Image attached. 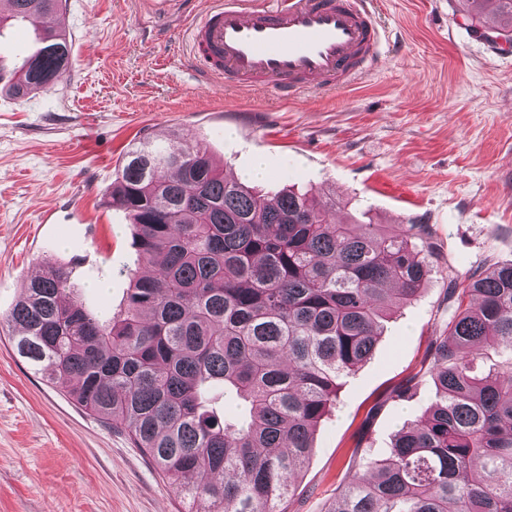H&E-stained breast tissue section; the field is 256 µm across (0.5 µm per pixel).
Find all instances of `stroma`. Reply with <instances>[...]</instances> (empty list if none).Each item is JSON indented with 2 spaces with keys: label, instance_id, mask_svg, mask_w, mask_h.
I'll use <instances>...</instances> for the list:
<instances>
[{
  "label": "stroma",
  "instance_id": "1",
  "mask_svg": "<svg viewBox=\"0 0 512 512\" xmlns=\"http://www.w3.org/2000/svg\"><path fill=\"white\" fill-rule=\"evenodd\" d=\"M209 0H61L73 66L26 99L0 92V512H185L127 431L93 415L21 358L7 315L28 277L66 266L92 313L127 304L151 273L108 192L129 147L183 132L227 174L263 159L260 189L334 203L340 224L430 225L440 261L395 309L373 353L339 381L286 512H324L357 439L379 458L433 403L431 376L403 395L429 343L446 335L449 279L512 263V47L478 38L489 13L462 0H377L389 41L374 71L285 102L200 87L185 64Z\"/></svg>",
  "mask_w": 512,
  "mask_h": 512
}]
</instances>
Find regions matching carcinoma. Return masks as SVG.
I'll list each match as a JSON object with an SVG mask.
<instances>
[{
  "label": "carcinoma",
  "instance_id": "obj_1",
  "mask_svg": "<svg viewBox=\"0 0 512 512\" xmlns=\"http://www.w3.org/2000/svg\"><path fill=\"white\" fill-rule=\"evenodd\" d=\"M13 2L0 29L60 7ZM467 2L492 5L496 30L512 32V0ZM69 61L66 34L51 30L0 87L45 91ZM109 199L157 273L133 278L126 309L107 317L75 299L65 267L49 266L9 315L18 355L127 430L187 512H280L339 379L370 358L391 304L413 300L438 262L430 226L388 235L337 224L307 192L268 198L227 179L177 133L131 147ZM447 300L450 336L427 353L435 403L382 459L359 453V437L353 461L366 472L325 512H512V357L481 377L470 359L512 342V263L463 288L450 280ZM218 390L246 407L243 418L214 406Z\"/></svg>",
  "mask_w": 512,
  "mask_h": 512
}]
</instances>
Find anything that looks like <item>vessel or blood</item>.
<instances>
[{
	"mask_svg": "<svg viewBox=\"0 0 512 512\" xmlns=\"http://www.w3.org/2000/svg\"><path fill=\"white\" fill-rule=\"evenodd\" d=\"M382 46L369 0H214L194 25L190 57L200 82L290 100L352 86Z\"/></svg>",
	"mask_w": 512,
	"mask_h": 512,
	"instance_id": "b4317fda",
	"label": "vessel or blood"
}]
</instances>
